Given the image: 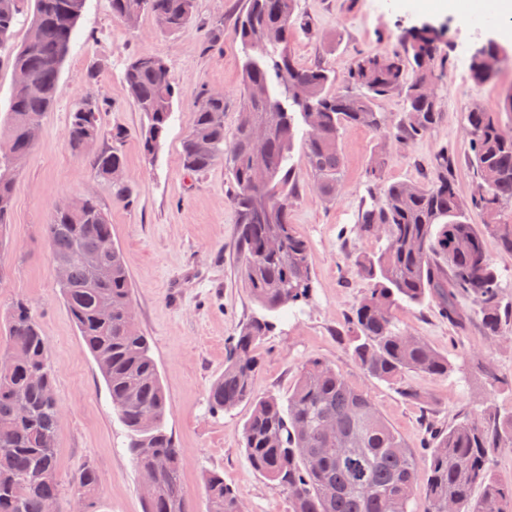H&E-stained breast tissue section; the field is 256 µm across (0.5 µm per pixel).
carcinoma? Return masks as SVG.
I'll return each mask as SVG.
<instances>
[{
    "label": "carcinoma",
    "instance_id": "carcinoma-1",
    "mask_svg": "<svg viewBox=\"0 0 512 512\" xmlns=\"http://www.w3.org/2000/svg\"><path fill=\"white\" fill-rule=\"evenodd\" d=\"M85 0H0V52L25 84L12 86L5 125L0 127V227L12 209L15 172L32 154L34 128L59 96V74ZM195 0H111L112 16L134 28L151 15L165 34L191 21ZM32 12L21 43L13 42L19 17ZM295 0H248L237 25L245 49L238 121L224 133V93L205 89L192 114L182 154L187 170L201 172L224 161L233 176L238 214L237 247L246 288L264 314L243 325L228 346L224 372L211 384L209 410L229 411L252 402L242 437L255 471L288 496L289 512H409L418 461L371 398L349 385L332 366L312 360L302 366L284 398L254 396L256 344L274 329L277 315L303 309L313 298L308 242L290 224L295 189L291 152L296 140L322 196L333 201L341 188L344 162L341 130L348 125L386 132L376 111L381 97L400 95L405 115L393 133L404 145L427 133L439 117L433 88L438 33L422 26L405 32L391 53L356 58L350 79L355 91H332L324 67H299L288 47L296 25ZM123 78L129 95L148 119L142 138L153 154L173 114L175 86L165 59H131ZM99 101L88 94L71 109L66 137L83 153L101 135ZM472 168L467 199L455 189L454 155L441 151L436 178L427 184L391 182L386 158L371 160L370 181L380 190L359 208L355 229L385 241L354 259L370 283L346 324L352 355L370 377L401 385L404 396L419 394L401 384L406 372L446 377L460 369L423 337L398 327L393 307L406 302L436 304L442 318L463 327L477 315L490 339L512 332V316L501 307L499 275L481 235L465 221L469 211L512 252V224L500 222L512 206V142L500 139L498 112L471 109L466 116ZM126 130L115 128V145L93 156L95 173L112 183L124 200L127 185L111 178L124 169ZM255 150L265 167L253 169ZM50 260L64 266L58 282L66 310L107 386L112 409L126 430L128 452L141 478L153 477L144 512H189L181 478V449L166 427L167 399L151 356L148 337L131 315L133 286L128 261L112 241L107 213L90 197L81 209L55 208L45 227ZM61 418L49 344L29 305L9 312L5 351L0 353V512H49L58 503L55 438ZM512 452V413L489 403L474 417L430 432L423 512H512V481L498 479L494 458ZM102 477L92 465L77 476L83 512H97ZM480 489L479 497L473 496ZM206 512H240L243 504L224 476L204 477Z\"/></svg>",
    "mask_w": 512,
    "mask_h": 512
}]
</instances>
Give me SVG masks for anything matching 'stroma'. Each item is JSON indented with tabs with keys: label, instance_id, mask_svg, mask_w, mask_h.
<instances>
[{
	"label": "stroma",
	"instance_id": "obj_1",
	"mask_svg": "<svg viewBox=\"0 0 512 512\" xmlns=\"http://www.w3.org/2000/svg\"><path fill=\"white\" fill-rule=\"evenodd\" d=\"M247 0H196L192 22L181 32L161 33L152 16L128 28L112 15L110 0H86L69 53L62 65L61 95L45 114L37 145L18 170L10 220L0 230V341L5 338L11 304L27 301L50 347L55 394L62 416L55 440L59 462V512H75L74 478L88 464L102 475L98 512H143L140 479L127 450L123 426L98 367L81 343L52 270L44 226L52 209L80 197H94L108 213L112 239L126 255L139 328L148 336L167 393V427L181 448V472L190 512H206L204 477L216 471L246 506V512H288V499L249 464L242 429L250 403L212 414L209 388L224 370L225 350L239 327L259 308L240 274L235 249L238 216L230 171L218 163L188 171L182 143L202 88L224 94V130L238 117L244 54L236 20ZM482 0H296L304 29L288 41L297 64L323 66L346 89L354 59L388 51L408 28L429 23L441 28L438 50L437 124L403 147L362 126L342 130L343 187L335 201L318 192L301 148H294L296 198L290 221L309 245L314 300L302 313L277 319L276 328L255 350L256 395H287L303 363L319 360L366 392L417 459H424L430 427L448 426L457 416L479 413L488 402L512 411V336L494 341L478 320L457 329L432 303L401 304L398 326L424 337L458 364L445 378L409 375L422 398H403L395 386L369 377L352 358L339 331L368 290L351 255L375 252L380 240L353 231L355 215L367 198L370 160L387 157L392 182L425 183L434 176L435 157L451 149L455 183L469 197L475 177L470 164L466 114L473 107L499 112L512 94V18L486 17ZM492 41L506 51L496 74L475 83L469 61L474 46ZM163 57L177 83L173 118L155 155L144 149L146 123L122 79L130 59ZM106 105L96 150L112 146L114 127L124 128V180L128 200L112 196L99 178L90 153L71 150L66 129L69 111L85 95ZM494 367L502 381L490 388L480 374Z\"/></svg>",
	"mask_w": 512,
	"mask_h": 512
}]
</instances>
